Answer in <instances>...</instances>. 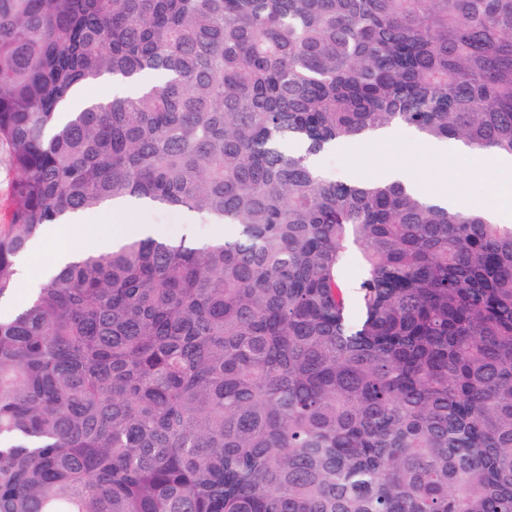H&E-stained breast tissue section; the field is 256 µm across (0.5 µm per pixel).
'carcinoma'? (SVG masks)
<instances>
[{
    "label": "carcinoma",
    "instance_id": "carcinoma-1",
    "mask_svg": "<svg viewBox=\"0 0 512 512\" xmlns=\"http://www.w3.org/2000/svg\"><path fill=\"white\" fill-rule=\"evenodd\" d=\"M397 126L512 157V0H0V302L229 229L0 314V512H512V224L313 162ZM16 171L6 146H0V224H9ZM188 220L186 212L174 209L138 208L124 210L118 214L105 210L86 215L87 224H53L46 229L49 235L58 238L79 234L83 240L84 252H101L106 250L112 241L120 239L128 232L125 228H121L112 232L111 236L103 237L93 224H100L108 231L119 224L126 223L129 226L140 224L151 227L153 233L159 236L177 238L182 235ZM44 233V231H43ZM39 236V240L36 244L40 246V254L35 258V265L38 268H47L53 261L57 250L61 245H67L73 248L74 251H78V244L74 238H67L64 241L55 240L49 238L47 235Z\"/></svg>",
    "mask_w": 512,
    "mask_h": 512
}]
</instances>
